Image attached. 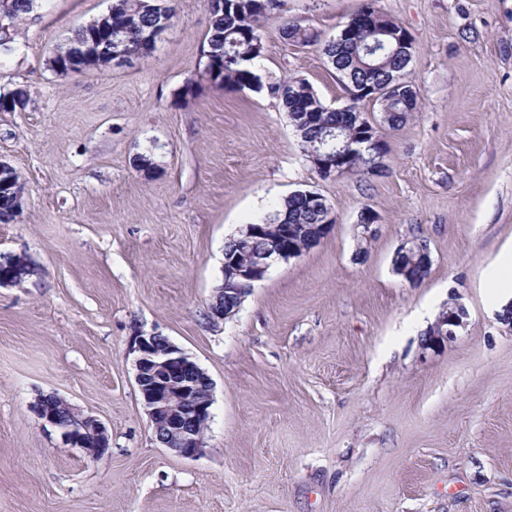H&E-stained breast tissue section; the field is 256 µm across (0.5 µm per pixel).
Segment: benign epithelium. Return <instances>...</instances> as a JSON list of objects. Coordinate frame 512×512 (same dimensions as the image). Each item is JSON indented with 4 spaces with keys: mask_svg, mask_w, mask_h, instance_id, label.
<instances>
[{
    "mask_svg": "<svg viewBox=\"0 0 512 512\" xmlns=\"http://www.w3.org/2000/svg\"><path fill=\"white\" fill-rule=\"evenodd\" d=\"M166 29L158 28L145 36L138 51L134 52L121 39L112 42L108 59L113 65L128 63L141 57L148 49L162 40ZM355 172L348 163L335 160L323 166L322 177L331 178ZM323 222L305 241L306 248L316 246L335 222L332 207L317 192L309 194ZM300 250L275 249L253 255L247 262L238 264L236 257L224 256V263L231 265L232 278L223 281L205 308L207 324L217 326L231 319L246 295V290L261 281L271 265L279 260L296 258ZM465 311L457 306L442 317L429 340L443 343L454 334L453 328L463 323ZM135 383L140 392L145 413L150 421L155 440L177 456L195 459L205 450V434L200 427L209 424L213 403V383L199 365L181 348L157 333L140 332L133 337ZM33 410L43 429L58 434L61 443L92 459H101L110 448V438L105 424L69 404L67 421L57 413L54 397L39 398ZM92 436L94 447L87 444Z\"/></svg>",
    "mask_w": 512,
    "mask_h": 512,
    "instance_id": "1",
    "label": "benign epithelium"
}]
</instances>
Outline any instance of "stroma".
I'll use <instances>...</instances> for the list:
<instances>
[{"label":"stroma","mask_w":512,"mask_h":512,"mask_svg":"<svg viewBox=\"0 0 512 512\" xmlns=\"http://www.w3.org/2000/svg\"><path fill=\"white\" fill-rule=\"evenodd\" d=\"M365 0H287L262 30L263 79L302 78L349 103L320 44ZM112 0H36L0 91V160L25 183L0 257L35 267L0 287V512H512V325L484 283L512 249V0H377L414 39L420 108L396 130L377 103L386 167L320 179L281 104L198 79L210 15L179 0L147 57L58 75L48 61ZM320 41H285L284 20ZM148 155L152 173L134 160ZM313 190L336 222L275 262L218 327L202 314L224 246L282 198ZM377 218L357 256L362 211ZM420 238L413 286L392 270ZM464 308L445 344L427 334ZM155 332L213 383L202 457L154 441L130 339ZM54 393L108 428L92 462L45 432L30 406ZM33 93L29 85H19L5 92V95L0 93V112L26 111L32 101Z\"/></svg>","instance_id":"1"}]
</instances>
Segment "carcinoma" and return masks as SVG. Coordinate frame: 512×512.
<instances>
[{
  "instance_id": "obj_1",
  "label": "carcinoma",
  "mask_w": 512,
  "mask_h": 512,
  "mask_svg": "<svg viewBox=\"0 0 512 512\" xmlns=\"http://www.w3.org/2000/svg\"><path fill=\"white\" fill-rule=\"evenodd\" d=\"M10 15V34L33 8L35 0H5ZM224 8L211 13L210 28L203 46V58L207 61L201 78L219 88L236 91L265 92L279 100L300 142L302 152L317 167L312 158L317 142L324 148H336V132L347 138L358 134L359 127L369 124L364 113L358 110L366 96L351 98L346 111L338 112L327 107L304 79L292 78L276 82H264L256 62L264 52L262 20L272 11L283 7L282 0H222ZM177 0H113L112 30L123 33L130 44L135 45L149 30L159 27L176 13ZM404 31L402 23L379 15L374 27H361L345 43L334 39L322 44L327 63L337 73L346 77V89L367 91L387 84L396 74L408 72L414 54L412 39L400 42L396 35ZM284 39L298 44L316 41V35L294 22H287L281 29ZM105 36L83 25L64 44L58 46L51 58L52 68H67L73 48L81 43H94L96 49L104 48ZM33 90L20 85L4 94L0 93V112L27 110ZM383 122L395 130L402 126L418 109V93L414 90L397 99L379 102ZM260 223L268 225V232L252 241V250L260 251L271 246L279 234V224L298 226L295 245L303 242L302 234L321 223L320 214L309 204L303 191L297 190L285 196L269 211ZM402 279L420 283L429 273L430 264L422 262L410 251L399 253L393 261Z\"/></svg>"
}]
</instances>
